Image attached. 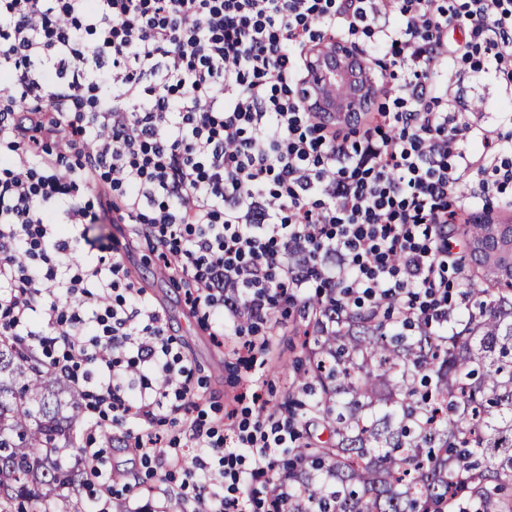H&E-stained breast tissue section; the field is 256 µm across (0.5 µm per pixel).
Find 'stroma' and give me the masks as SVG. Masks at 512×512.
I'll list each match as a JSON object with an SVG mask.
<instances>
[{"instance_id":"stroma-1","label":"stroma","mask_w":512,"mask_h":512,"mask_svg":"<svg viewBox=\"0 0 512 512\" xmlns=\"http://www.w3.org/2000/svg\"><path fill=\"white\" fill-rule=\"evenodd\" d=\"M462 98L479 97L481 107L476 117L482 126L496 134L492 145L502 158L512 162V125L500 124V113L512 109V99L506 98L502 86L493 81L467 84ZM504 211L497 201L486 202L467 213L465 223L455 225L454 235L459 242L457 263L448 271L454 292L464 291L478 268L468 257L469 227L473 224L504 223ZM134 267V285L167 319L166 332L173 339V350L195 367L193 383L196 400L205 418L217 431H224L225 411L235 410L238 418H247L253 409L251 401L236 402L235 397L248 386H255L270 408L287 410L289 403L303 399L298 377L305 365L301 348L303 330L313 319L318 306L315 291L300 298L297 304L271 310L264 325L267 345L263 365H252L246 352L237 348L236 337H225L216 343L194 316L186 302L184 289L169 282L157 271L154 255L146 251L133 252L129 258ZM134 420L120 424L98 422L87 409H80L73 430L77 447L94 445L101 449L99 468L112 478L114 493L80 494L74 503L78 512H85L90 501H105L109 506L123 504L138 506L141 512H184L182 497L171 494L170 489L181 483L184 468L190 467L194 449L183 451L181 469L175 470L170 480H161L157 464H141L127 448L128 431Z\"/></svg>"}]
</instances>
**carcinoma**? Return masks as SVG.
I'll return each mask as SVG.
<instances>
[{
	"label": "carcinoma",
	"mask_w": 512,
	"mask_h": 512,
	"mask_svg": "<svg viewBox=\"0 0 512 512\" xmlns=\"http://www.w3.org/2000/svg\"><path fill=\"white\" fill-rule=\"evenodd\" d=\"M462 293L442 335L350 313L309 352L329 432L295 449L274 512H512V275ZM75 395L0 339V512H72L94 463Z\"/></svg>",
	"instance_id": "cac0c4a2"
}]
</instances>
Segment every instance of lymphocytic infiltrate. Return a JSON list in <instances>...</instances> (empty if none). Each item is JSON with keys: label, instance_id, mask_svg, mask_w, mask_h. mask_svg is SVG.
Segmentation results:
<instances>
[{"label": "lymphocytic infiltrate", "instance_id": "1", "mask_svg": "<svg viewBox=\"0 0 512 512\" xmlns=\"http://www.w3.org/2000/svg\"><path fill=\"white\" fill-rule=\"evenodd\" d=\"M371 26L405 78L373 75L392 107L352 142L310 111L306 60L320 35ZM480 53L486 65L449 71ZM483 77L512 94V0H0V330L86 382L98 416L142 420L132 451L175 466L154 426L194 406V369L131 286L123 255L143 225L213 336L313 286L344 311L450 330L448 222L472 205L461 174L484 194L512 182L454 108ZM104 220L126 228L111 263H74L75 228ZM295 432L264 404L221 436L187 419L189 512H250L243 488L260 480L287 495L268 474Z\"/></svg>", "mask_w": 512, "mask_h": 512}]
</instances>
